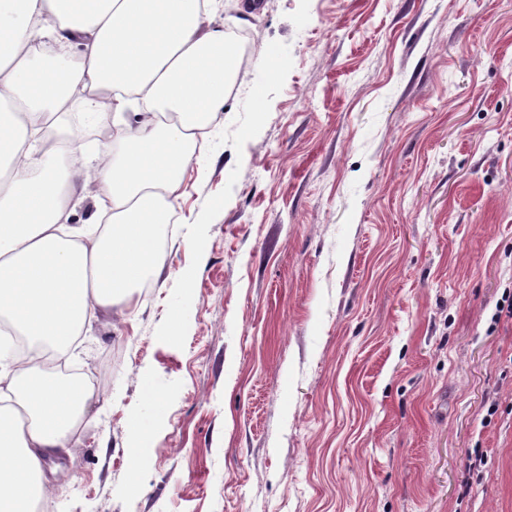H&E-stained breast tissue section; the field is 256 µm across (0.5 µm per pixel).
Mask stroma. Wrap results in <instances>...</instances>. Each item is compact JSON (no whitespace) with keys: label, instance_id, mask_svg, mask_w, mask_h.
Returning <instances> with one entry per match:
<instances>
[{"label":"stroma","instance_id":"obj_1","mask_svg":"<svg viewBox=\"0 0 512 512\" xmlns=\"http://www.w3.org/2000/svg\"><path fill=\"white\" fill-rule=\"evenodd\" d=\"M222 2L248 64L40 512H512V0Z\"/></svg>","mask_w":512,"mask_h":512}]
</instances>
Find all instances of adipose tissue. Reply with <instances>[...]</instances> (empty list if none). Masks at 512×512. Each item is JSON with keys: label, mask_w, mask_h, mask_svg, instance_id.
Returning a JSON list of instances; mask_svg holds the SVG:
<instances>
[{"label": "adipose tissue", "mask_w": 512, "mask_h": 512, "mask_svg": "<svg viewBox=\"0 0 512 512\" xmlns=\"http://www.w3.org/2000/svg\"><path fill=\"white\" fill-rule=\"evenodd\" d=\"M210 0H0V335L31 344L25 367L0 356V512H32L53 484L46 461L68 453L99 401L41 367L85 324L133 311L166 255L185 168L223 110L237 48L206 23ZM81 46L66 85L46 58ZM86 124L112 114L115 135L93 150L61 135L67 102ZM92 183L77 185L81 165ZM97 204L68 223L74 192Z\"/></svg>", "instance_id": "obj_1"}]
</instances>
